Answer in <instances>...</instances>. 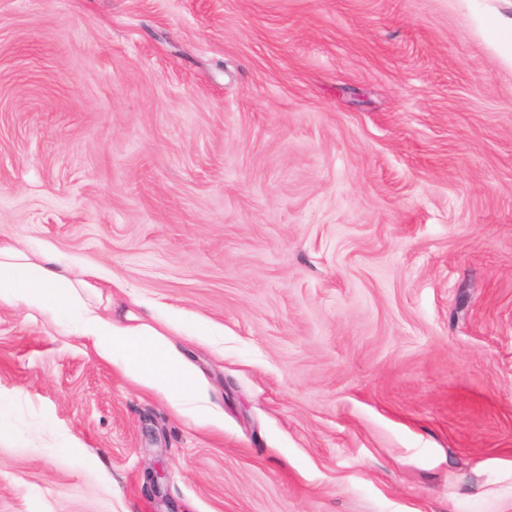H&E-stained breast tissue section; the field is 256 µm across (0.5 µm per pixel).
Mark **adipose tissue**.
I'll return each instance as SVG.
<instances>
[{
  "label": "adipose tissue",
  "instance_id": "1",
  "mask_svg": "<svg viewBox=\"0 0 512 512\" xmlns=\"http://www.w3.org/2000/svg\"><path fill=\"white\" fill-rule=\"evenodd\" d=\"M112 281L93 266H74L57 253L0 240V306H23L64 334L78 337L122 375L160 395L197 426L223 429L199 370L165 336L179 329L177 316L161 326L135 311L113 316L100 307Z\"/></svg>",
  "mask_w": 512,
  "mask_h": 512
}]
</instances>
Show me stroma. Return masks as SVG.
I'll use <instances>...</instances> for the list:
<instances>
[{
    "mask_svg": "<svg viewBox=\"0 0 512 512\" xmlns=\"http://www.w3.org/2000/svg\"><path fill=\"white\" fill-rule=\"evenodd\" d=\"M495 15L512 0H0V240L199 327L174 342L224 412L199 427L0 306V512H512ZM48 422L84 455L37 447Z\"/></svg>",
    "mask_w": 512,
    "mask_h": 512,
    "instance_id": "obj_1",
    "label": "stroma"
}]
</instances>
